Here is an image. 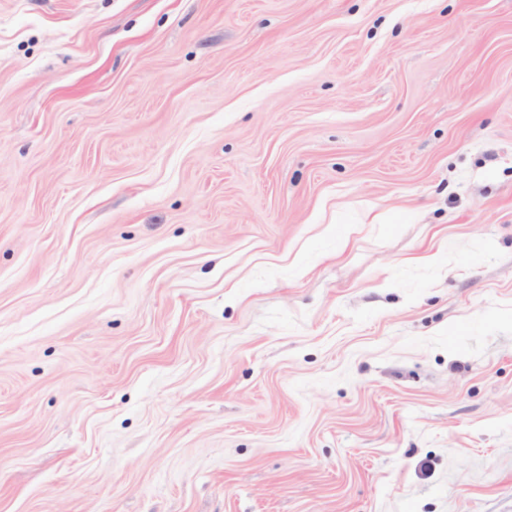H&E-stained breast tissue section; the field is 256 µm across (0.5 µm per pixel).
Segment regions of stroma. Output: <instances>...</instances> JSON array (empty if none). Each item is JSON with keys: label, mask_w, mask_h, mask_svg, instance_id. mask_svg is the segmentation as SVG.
<instances>
[{"label": "stroma", "mask_w": 512, "mask_h": 512, "mask_svg": "<svg viewBox=\"0 0 512 512\" xmlns=\"http://www.w3.org/2000/svg\"><path fill=\"white\" fill-rule=\"evenodd\" d=\"M0 512H512V0H0Z\"/></svg>", "instance_id": "1"}]
</instances>
